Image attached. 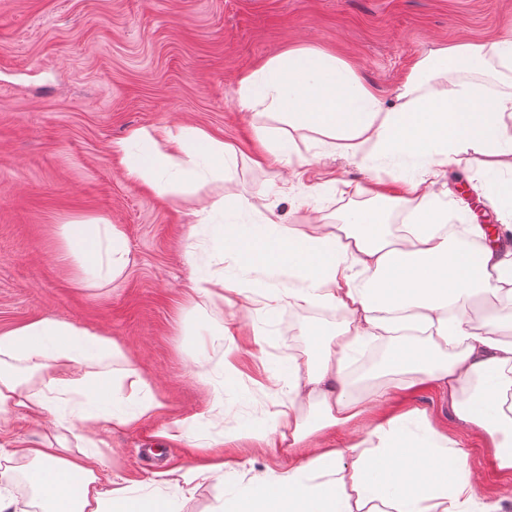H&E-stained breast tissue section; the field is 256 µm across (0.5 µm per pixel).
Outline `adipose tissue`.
I'll return each mask as SVG.
<instances>
[{
    "label": "adipose tissue",
    "mask_w": 512,
    "mask_h": 512,
    "mask_svg": "<svg viewBox=\"0 0 512 512\" xmlns=\"http://www.w3.org/2000/svg\"><path fill=\"white\" fill-rule=\"evenodd\" d=\"M512 68V47L460 42L421 59L407 75L401 104L383 108L354 69L336 55L287 50L239 80L242 111L273 118L256 129V165L287 164L293 133L319 136L320 154L362 164L361 149L447 165L471 148L485 156L484 184L499 218L498 240L512 236V183L496 176L504 145L512 146V95L492 97L483 86L443 79L445 62L479 69L487 57ZM156 130L132 129L112 147L128 177L160 196L195 192L226 180L236 149L201 128L168 136L157 149ZM145 146L135 156L131 149ZM396 201L409 204L410 224L387 232L378 212L361 209L343 224H227L222 228L242 277L195 276L194 293L228 306L239 301L323 306L344 310L336 332L316 340L315 362L289 357L288 399L246 439L275 451L306 448L305 464L270 473L225 498L221 512H501L512 489L485 500L454 440L433 427L426 412L399 409L421 387L447 391L457 421L476 432L499 471H512V339L496 314L474 330L469 309L492 295L512 302V251L489 243L482 224H452L422 181H401ZM128 246L106 218L62 227V257L91 288L117 280ZM388 340L390 354L371 384L348 372L362 345ZM121 368H112L114 360ZM23 364L22 382L13 373ZM94 392L98 399L133 401L134 414L113 413L109 429L152 417L164 407L150 381L112 337L71 322L43 317L0 333V412L53 414L61 395ZM312 408L298 422L294 405ZM365 421L362 434L343 447L322 440L333 429ZM41 512H132L128 489L102 479L94 464L65 457L53 446L21 447Z\"/></svg>",
    "instance_id": "adipose-tissue-1"
}]
</instances>
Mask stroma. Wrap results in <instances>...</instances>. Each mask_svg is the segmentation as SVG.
<instances>
[{
  "instance_id": "35a3bbf8",
  "label": "stroma",
  "mask_w": 512,
  "mask_h": 512,
  "mask_svg": "<svg viewBox=\"0 0 512 512\" xmlns=\"http://www.w3.org/2000/svg\"><path fill=\"white\" fill-rule=\"evenodd\" d=\"M502 39H512V0H0V332L54 316L112 336L165 404L162 414L113 432L79 425L81 396L41 418L7 414L0 419V492L24 512H40L25 477L29 462L11 453L19 445L50 443L90 458L105 477L123 479L133 506L175 512H218L240 487L303 463L305 454H275L243 434L284 399L289 356L316 358L314 333L334 332L343 317L325 307L269 312L245 301L233 311L193 294L190 279L200 271L232 273L219 235L226 220L302 229L373 207L398 232L406 208L374 193L426 168L404 169L371 150L361 167L338 156L320 160L305 129L295 133L292 164L256 166L261 120L240 110L238 81L284 50L315 47L350 63L392 108L411 68L430 52ZM448 77L494 96L512 94V70L494 59L480 71L449 69ZM135 127L175 134L197 127L232 144L231 184L161 198L133 183L112 145ZM482 161L468 149L440 168L434 190L451 223L493 215L480 192ZM296 168L302 175L294 182ZM228 189L249 208L199 223V199L217 201ZM309 194L313 206H291V198ZM99 215L124 231L129 262L116 282L82 288L73 263L61 257L60 228ZM230 321L240 350L238 373L227 378L218 369L219 344L199 351L195 331L216 332ZM257 328L266 334L260 348ZM410 404L456 441L488 500L512 487V474L497 470L481 437L458 423L447 393L423 389ZM178 418L192 421L187 437L162 438ZM217 437L231 468L200 477L184 500L171 502L164 472L193 466V445Z\"/></svg>"
}]
</instances>
